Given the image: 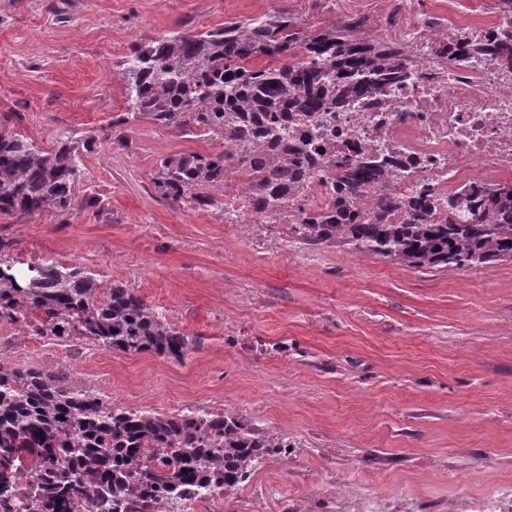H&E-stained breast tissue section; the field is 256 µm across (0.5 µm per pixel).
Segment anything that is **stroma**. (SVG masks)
<instances>
[{"mask_svg": "<svg viewBox=\"0 0 512 512\" xmlns=\"http://www.w3.org/2000/svg\"><path fill=\"white\" fill-rule=\"evenodd\" d=\"M282 12L306 32L349 17L398 37L427 0H0V120L79 146L60 216L0 214V258L123 283L201 339L175 361L0 326V360L63 371L112 408L180 402L281 434L285 452L225 490V512H512V260L405 267L284 224H228L154 186L161 158L216 153L147 122L126 128L112 73L135 44Z\"/></svg>", "mask_w": 512, "mask_h": 512, "instance_id": "stroma-1", "label": "stroma"}]
</instances>
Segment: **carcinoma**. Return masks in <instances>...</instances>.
I'll use <instances>...</instances> for the list:
<instances>
[{"label": "carcinoma", "mask_w": 512, "mask_h": 512, "mask_svg": "<svg viewBox=\"0 0 512 512\" xmlns=\"http://www.w3.org/2000/svg\"><path fill=\"white\" fill-rule=\"evenodd\" d=\"M362 25L357 20L305 34L278 16L137 44L113 72L131 108L116 124L145 121L241 147L235 153L166 156L155 188L176 202L215 207L224 173L235 170L253 183L256 208L274 220L317 168V148L305 137L288 144V127L326 111L338 96L364 95L399 69V41L368 39L359 32ZM296 56L299 61L288 63ZM79 162L69 141L44 149L0 128V214H68L75 207ZM337 168L325 205L299 208L300 222L288 225L297 242L319 247L339 241L413 268L512 260V185L482 196L495 215L493 224L430 223L435 200L425 187L400 202L371 197L364 222L350 210L349 198L374 169L351 159L338 161ZM396 207L406 210V221L389 224ZM1 321L61 341L79 336L105 350L177 361L199 345L135 289L114 284L103 290L80 267L34 263L20 269L0 260ZM285 447L279 435L222 411L179 416L114 409L98 395L69 386L60 373L0 360L3 512H71L92 484L96 512H130L134 500L158 497L176 512L180 491L211 482L236 487L250 478L261 456ZM143 456V471L132 473ZM21 468L33 479L34 510L16 494Z\"/></svg>", "instance_id": "carcinoma-1"}]
</instances>
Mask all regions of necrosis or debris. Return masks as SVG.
Segmentation results:
<instances>
[{
	"label": "necrosis or debris",
	"mask_w": 512,
	"mask_h": 512,
	"mask_svg": "<svg viewBox=\"0 0 512 512\" xmlns=\"http://www.w3.org/2000/svg\"><path fill=\"white\" fill-rule=\"evenodd\" d=\"M510 36L512 10L493 8L490 0H441L424 21L407 25L398 73L360 98H338L318 117L328 130L324 174L305 183L307 203L325 200L334 160L374 159L379 175L351 199L352 208L363 209L378 193L402 199L425 186L437 201L434 219L447 218L452 201L459 221L485 219L477 191L512 179V64L492 50ZM477 43L489 52L470 55ZM253 194L226 172L225 218L258 223Z\"/></svg>",
	"instance_id": "1"
}]
</instances>
